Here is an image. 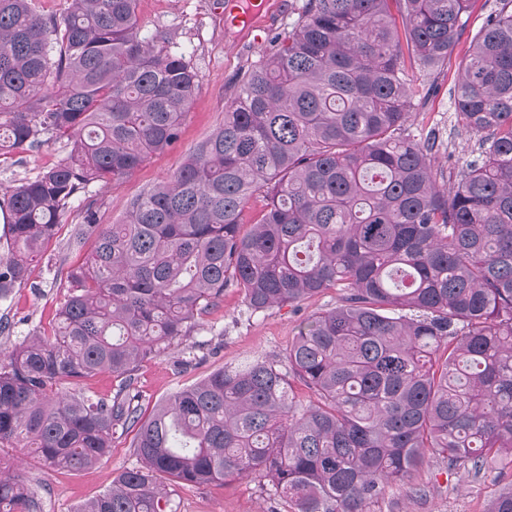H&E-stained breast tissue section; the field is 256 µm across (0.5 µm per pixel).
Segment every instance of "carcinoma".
<instances>
[{
  "instance_id": "cac0c4a2",
  "label": "carcinoma",
  "mask_w": 512,
  "mask_h": 512,
  "mask_svg": "<svg viewBox=\"0 0 512 512\" xmlns=\"http://www.w3.org/2000/svg\"><path fill=\"white\" fill-rule=\"evenodd\" d=\"M467 2L306 0L178 171L119 224L86 209L74 243L96 245L52 335L0 356V447L80 471L134 432L137 465L76 512H176L178 488L244 477L293 512H367L414 490L433 459L475 476L512 465V0L459 70L457 123L484 138L452 191L433 178V144L400 135L407 62L448 61ZM136 4L70 0L44 17L33 0H0V156L73 140L66 161L0 199V299L29 281L79 190L180 138L197 73L140 36ZM226 288L251 312L344 295L284 359L214 372L144 417L134 372ZM103 371L113 394L77 388ZM0 512H43L38 487L1 463ZM487 512H512V490Z\"/></svg>"
}]
</instances>
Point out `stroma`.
Returning <instances> with one entry per match:
<instances>
[{"mask_svg": "<svg viewBox=\"0 0 512 512\" xmlns=\"http://www.w3.org/2000/svg\"><path fill=\"white\" fill-rule=\"evenodd\" d=\"M304 2L273 0L264 31L253 37L225 30L224 13L217 0H138L142 36H164L168 50L184 55L198 75L199 91L185 118L180 141L175 148L151 154L120 181L92 183L71 200L57 235L32 264L31 286L14 289L7 299L0 300V351H11L32 334H51L68 291L67 274L94 246L90 240L80 246L71 242L86 206H93L98 223H119L133 197L180 168L191 151L223 124L224 109L236 91L238 76L271 51V36L288 32ZM496 6V0H469L447 66L427 74L414 73L415 109L405 133L419 141L436 133L432 157L436 179L442 185H453L458 168L478 154V136L466 133L456 123L453 86L462 56ZM70 150V142L53 139L14 154L0 163V187L7 189L36 179L65 161ZM342 296L340 289L329 288L297 305L251 313L240 292L225 289L223 301L201 316L186 343L172 346L136 371L135 387L143 413L151 414L173 392L224 367L283 355L303 323L340 305ZM132 444V434H115L109 455L79 473L43 467L30 448H2L0 461L41 482L45 488L43 512H76L135 464ZM413 481L426 487V496L396 492L373 505L371 512H485L488 500L512 484V469L476 478L466 470L452 471L434 460L416 471ZM176 504L177 512H292L289 503L247 478L181 487Z\"/></svg>", "mask_w": 512, "mask_h": 512, "instance_id": "stroma-1", "label": "stroma"}]
</instances>
